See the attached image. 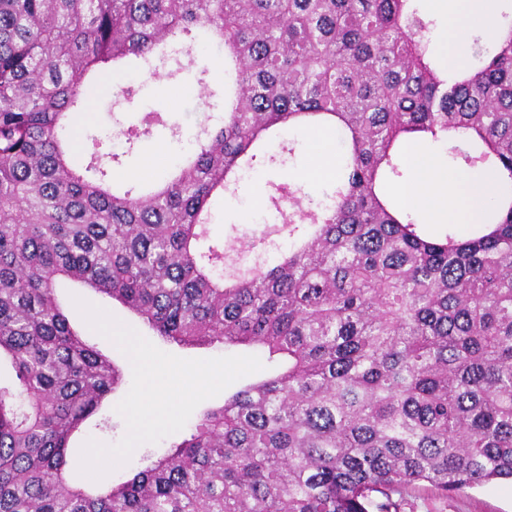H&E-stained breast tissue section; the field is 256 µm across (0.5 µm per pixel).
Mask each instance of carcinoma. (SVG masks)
<instances>
[{
    "label": "carcinoma",
    "mask_w": 512,
    "mask_h": 512,
    "mask_svg": "<svg viewBox=\"0 0 512 512\" xmlns=\"http://www.w3.org/2000/svg\"><path fill=\"white\" fill-rule=\"evenodd\" d=\"M477 28L461 74L430 52L418 0H0V512H401L512 480V0ZM219 48L223 114L159 176L111 183L141 140L181 128L115 119L118 153L74 114H117L136 69L179 82ZM336 137L318 192L267 183L275 215L247 246L211 241L213 199ZM469 143L453 144L455 136ZM450 143L494 196L466 238L429 236L379 186L402 145ZM89 155L85 165L76 149ZM80 284L182 346H253L273 375L204 410L171 451L96 492L66 474L72 435L123 378L69 323Z\"/></svg>",
    "instance_id": "1"
}]
</instances>
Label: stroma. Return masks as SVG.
<instances>
[{
    "mask_svg": "<svg viewBox=\"0 0 512 512\" xmlns=\"http://www.w3.org/2000/svg\"><path fill=\"white\" fill-rule=\"evenodd\" d=\"M142 109L161 108L166 110L171 121L180 124L185 134H193L205 124L210 110L199 96L198 86L193 75H185L180 85L167 80L145 81L140 94ZM180 150L177 142L171 141L163 129H155L151 138L142 142L131 157L125 158L121 167L115 168L117 179L135 176H150L163 171L169 158ZM274 169L260 168L251 180L245 181L235 200L215 203L212 220V236L222 239L227 234H235L244 240L258 236L262 230L260 219L264 214L263 205L256 200L255 183L277 179ZM65 306L70 323L83 339L102 352L108 354L116 364L127 365V357L108 339L94 332L84 321L73 300L81 298L91 304L106 309L125 324L136 329L160 350L186 359H209L223 356L248 354L245 346L224 347L196 346L185 347L155 336L139 318L118 302L109 300L82 286L67 282L58 290ZM132 385L131 379L109 394L98 413L88 419L70 440V457L79 460L83 444L90 439L107 445L117 444L126 434V423L115 410ZM402 512H512V483L496 481L480 487L464 489L459 494L443 497L433 490L416 488L409 492Z\"/></svg>",
    "mask_w": 512,
    "mask_h": 512,
    "instance_id": "1",
    "label": "stroma"
}]
</instances>
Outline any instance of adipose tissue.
<instances>
[{"instance_id":"1","label":"adipose tissue","mask_w":512,"mask_h":512,"mask_svg":"<svg viewBox=\"0 0 512 512\" xmlns=\"http://www.w3.org/2000/svg\"><path fill=\"white\" fill-rule=\"evenodd\" d=\"M480 0H427L429 7L445 12L447 26L439 40L444 51V62L457 69V50L465 40V33L476 19H484L489 35H496L494 18L481 11ZM403 152L410 161L414 174L407 184L387 187L386 192L403 204H422L428 214L443 224L481 223L494 185L492 181L468 172H456L442 166L431 153L415 152L404 145Z\"/></svg>"}]
</instances>
